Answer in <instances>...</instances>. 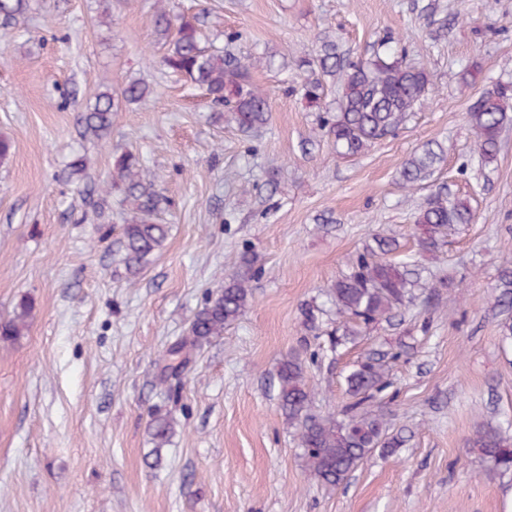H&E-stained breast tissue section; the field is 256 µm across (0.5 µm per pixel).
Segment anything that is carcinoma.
Returning a JSON list of instances; mask_svg holds the SVG:
<instances>
[{
	"instance_id": "cac0c4a2",
	"label": "carcinoma",
	"mask_w": 512,
	"mask_h": 512,
	"mask_svg": "<svg viewBox=\"0 0 512 512\" xmlns=\"http://www.w3.org/2000/svg\"><path fill=\"white\" fill-rule=\"evenodd\" d=\"M28 0H0V18L10 21L24 13ZM199 18L176 14L161 4L154 15V27L161 35L165 52L162 66L190 84L206 89L212 102L228 112L239 130L255 132L268 121L269 101L251 82V72L258 59H241L228 48L237 35L227 36V46L208 49L201 46ZM300 68L320 76L307 77L301 84L302 97L317 109L322 108L325 85L322 78L336 77L340 89L335 111L320 117L321 130L331 140L340 157L364 154L380 141L397 133L414 110L436 92L433 73L407 61V52L391 41L381 44V51L369 59L353 60L339 49L336 38L321 37L317 54L302 58ZM148 93L146 84L131 81L122 88L121 98L137 103ZM119 111L112 90L100 92L82 117L85 129L101 137L112 127V117ZM474 133V155L481 166L496 161L503 130L512 124V83L486 90L467 113ZM445 160V149L431 142L415 152L401 166L399 182L414 191L430 181ZM143 161L134 150L122 152L115 160L117 177L105 183L102 191L119 192L123 201L134 206L137 217L123 225L124 260L131 270L147 262L167 238L169 228L153 222L163 201L144 183ZM474 212L466 200L437 187L420 204L415 216L418 226L417 251L407 260L391 258L398 246L393 237H377L374 245L360 253L350 273L336 280L325 291L336 312L357 323L369 325L413 302V290L423 287L419 260L437 252L444 244L448 229L454 224H470ZM243 272L224 281L210 292L194 315L188 335L182 337L163 358L161 383L167 396L178 397L173 380L190 353L210 339L224 334V326L237 320L253 299L251 278L262 271L257 254L246 250L240 256ZM494 306L503 311L512 308V270H502ZM30 306L22 301L13 315L0 323L5 338L22 335L27 326ZM322 308L309 304L303 310L302 325L312 333L320 331ZM386 354L366 358L346 377L349 395L354 401L343 411V418L314 410L312 393L306 379L305 363L294 357L283 358L277 366L278 407L288 425L294 427L303 448L306 469L319 482L338 486L348 480L363 459L375 449L391 451L403 445V437L390 432L385 413L371 409L370 402L385 391L390 382L385 374ZM152 439L161 448L169 441L173 427L165 417L154 418L150 425ZM471 448L493 463L501 472L512 470V438L502 427L486 425L470 440Z\"/></svg>"
}]
</instances>
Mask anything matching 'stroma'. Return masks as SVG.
Instances as JSON below:
<instances>
[{"label":"stroma","instance_id":"stroma-1","mask_svg":"<svg viewBox=\"0 0 512 512\" xmlns=\"http://www.w3.org/2000/svg\"><path fill=\"white\" fill-rule=\"evenodd\" d=\"M170 5L199 15L206 45L234 32L237 56L265 57L252 76L269 99L265 127L241 132L204 89L160 67L156 0H31L0 22V135L14 144L0 166V320L31 307L23 336L0 338V512H512V472L469 446L482 425L512 418V343L492 306L512 267V128L483 169L467 121L485 90L512 82V0ZM326 33L354 59L393 38L438 85L356 158L337 156L299 90L298 61ZM131 80L149 97L121 105L105 138L85 131L80 113ZM430 141L446 149L433 184L468 198L474 223L449 229L424 261L428 287L391 320L347 338L331 311L320 337L305 335L302 306L374 236L397 238L395 259L415 252L433 185L406 191L398 171ZM127 149L145 156L164 199L154 220L171 227L134 274L120 246L130 206L98 193ZM76 154L85 169L72 178ZM246 249L263 268L251 306L192 354L168 402L163 354ZM385 352L391 386L375 404L403 447L372 452L340 486L317 483L277 406L278 362L307 361L325 413L349 403L354 365ZM155 413L174 420L160 449Z\"/></svg>","mask_w":512,"mask_h":512}]
</instances>
